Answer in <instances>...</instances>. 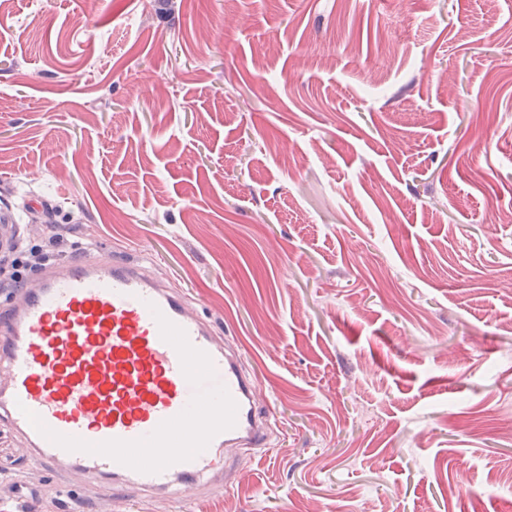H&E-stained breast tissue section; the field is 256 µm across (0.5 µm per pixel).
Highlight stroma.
Masks as SVG:
<instances>
[{
    "instance_id": "1",
    "label": "stroma",
    "mask_w": 512,
    "mask_h": 512,
    "mask_svg": "<svg viewBox=\"0 0 512 512\" xmlns=\"http://www.w3.org/2000/svg\"><path fill=\"white\" fill-rule=\"evenodd\" d=\"M142 258L266 447L101 497L0 428V512H512V0H10L0 206Z\"/></svg>"
}]
</instances>
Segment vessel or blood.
<instances>
[{
    "instance_id": "b4317fda",
    "label": "vessel or blood",
    "mask_w": 512,
    "mask_h": 512,
    "mask_svg": "<svg viewBox=\"0 0 512 512\" xmlns=\"http://www.w3.org/2000/svg\"><path fill=\"white\" fill-rule=\"evenodd\" d=\"M42 280L0 310V424L32 457L101 494L177 500L223 487L225 449L264 445L240 354L142 260L95 249Z\"/></svg>"
}]
</instances>
